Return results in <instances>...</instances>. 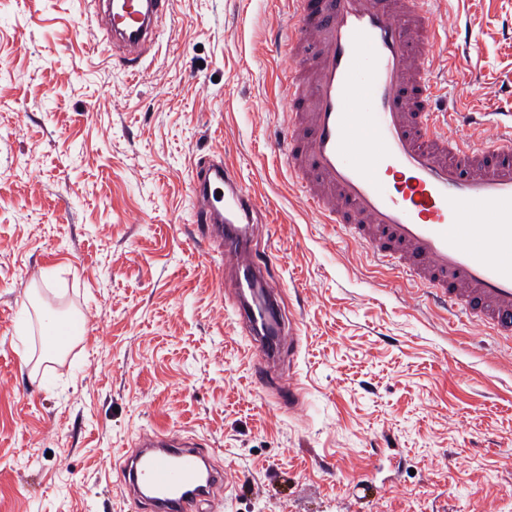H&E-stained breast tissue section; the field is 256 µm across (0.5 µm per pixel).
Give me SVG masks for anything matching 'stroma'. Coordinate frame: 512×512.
<instances>
[{
	"mask_svg": "<svg viewBox=\"0 0 512 512\" xmlns=\"http://www.w3.org/2000/svg\"><path fill=\"white\" fill-rule=\"evenodd\" d=\"M444 98L512 113V0H431ZM91 0H0V512H145L116 486L140 433L196 438L224 469L212 512H512V360L483 327L406 290L301 203L272 156L288 113L280 0H173L139 75ZM237 170L299 336L280 409L190 172ZM86 319L52 362L35 312ZM25 333H17V325ZM279 400L280 403L288 408V411L299 410L303 406L304 388L293 379L281 382L279 384Z\"/></svg>",
	"mask_w": 512,
	"mask_h": 512,
	"instance_id": "obj_1",
	"label": "stroma"
}]
</instances>
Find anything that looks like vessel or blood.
Masks as SVG:
<instances>
[{"label":"vessel or blood","mask_w":512,"mask_h":512,"mask_svg":"<svg viewBox=\"0 0 512 512\" xmlns=\"http://www.w3.org/2000/svg\"><path fill=\"white\" fill-rule=\"evenodd\" d=\"M288 29L277 50L287 133L276 161L296 178L304 206L367 248L380 266L423 289L428 298L496 335L512 339V122L476 120L481 137L447 132L449 114L430 77L441 34L426 0H289ZM171 0H112L95 14L121 49L118 63L137 74L158 38ZM193 219L201 237L219 242L231 286L263 275L253 243L260 202L223 163L204 159L191 171ZM270 332L252 337V377L267 385L272 355L297 346L277 304ZM296 380L281 382L288 410L303 405ZM118 487L147 491L155 512H197L224 483L195 442L164 432L143 437L116 466Z\"/></svg>","instance_id":"obj_1"}]
</instances>
